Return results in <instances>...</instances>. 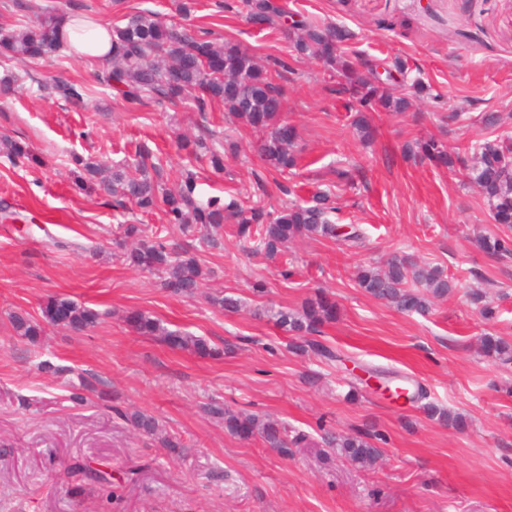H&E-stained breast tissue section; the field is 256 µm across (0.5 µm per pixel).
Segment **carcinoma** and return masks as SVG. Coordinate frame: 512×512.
I'll list each match as a JSON object with an SVG mask.
<instances>
[{
	"instance_id": "1",
	"label": "carcinoma",
	"mask_w": 512,
	"mask_h": 512,
	"mask_svg": "<svg viewBox=\"0 0 512 512\" xmlns=\"http://www.w3.org/2000/svg\"><path fill=\"white\" fill-rule=\"evenodd\" d=\"M247 18L264 29L289 28L288 35L296 59H313L336 75V84L330 92L348 96L350 110L362 113L356 120L361 137L370 140L375 129L367 115L383 111L403 112L410 99L418 97L425 89L415 80L408 88L396 90L389 81L367 79L361 73L365 59L355 51H347L354 33L341 24L315 25L299 21L288 25L287 15L277 0H239ZM61 14L47 8L41 9L35 20L19 30L0 34V66L11 62H24L56 56L64 48L58 34ZM288 64L277 59L272 66L258 64L246 50L232 43H219L215 39L197 38L188 32L165 25L146 12L129 13L112 26V57L99 65L95 74L96 84L103 91L115 92V98L130 108L155 99L179 106L190 102L199 112L216 105L253 130L265 132L256 145L260 159L277 175L286 179L297 166L294 153L296 132L293 125L281 118L287 99L277 78ZM55 93L69 102L80 103L86 97L82 85L60 81L54 85ZM12 163L38 162L37 156L26 144L0 139ZM182 148L197 159H206L215 170H224V154L234 155L240 145L225 141L224 152L212 149L207 140L199 137L184 140ZM416 154L435 166L448 168L451 176L462 175L479 188L483 201L488 205L494 223L512 229V168L508 153L512 152V129L505 128L492 140H477L462 148L464 156L450 155L444 143L431 136L415 140ZM140 177L129 178L116 168L103 175L104 165L83 164L85 175L75 180V188L84 193L102 192L128 202L139 211L149 213L159 210L166 224L155 229L147 224H127L124 236L128 245L122 253L125 264L153 274L161 275L162 288L185 298L195 297L202 288L206 273L194 255L180 252L166 244L162 233L167 226H176L182 233L197 231L206 247L218 246L216 234L225 223L237 225V235L251 243L252 252L274 257L288 243L299 237H325L344 242L361 240V233L352 227L340 232L335 221L338 208L337 195L332 189L316 191L303 203H292L279 211L267 210L261 198L247 197L244 201L232 199L222 203L217 199L206 202L196 196V175L186 171L179 188H165L160 168L148 165L149 148L141 144L135 150ZM484 252L500 257L512 255V240L500 235L485 236L477 240ZM357 284L376 299L386 301L402 312L425 314L429 311L427 297L441 296L452 288L451 281L437 267L421 266L405 256H396L385 271L373 267L358 270ZM45 322L62 325L75 333L94 328L99 313L64 295L50 297L42 308ZM273 318L286 332L303 339L299 346L326 358L333 352L312 336L321 332L326 323L336 320V303L324 294L304 301L298 310H279ZM129 326L137 333L158 336L173 349L192 350L200 355L215 353L205 340L197 336L166 330L149 316L133 311L126 316ZM16 334L37 343L44 334L42 323L25 313L11 314ZM482 353L502 363L512 361V344L501 337L486 336L482 340ZM211 418L224 422L232 435L249 438L259 435L265 444L281 453L289 449L307 448L306 435H288V427L257 415L234 413L220 403L204 407ZM134 429L153 436L163 448L181 447L177 438L168 434L158 420L141 411H117ZM375 436L367 433L322 435V443L334 454L344 457L361 468L372 467L381 455L373 442Z\"/></svg>"
}]
</instances>
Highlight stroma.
Instances as JSON below:
<instances>
[{"instance_id": "obj_1", "label": "stroma", "mask_w": 512, "mask_h": 512, "mask_svg": "<svg viewBox=\"0 0 512 512\" xmlns=\"http://www.w3.org/2000/svg\"><path fill=\"white\" fill-rule=\"evenodd\" d=\"M111 25L150 10L166 22L243 48L261 60L290 59L288 41L260 30L224 0H39ZM297 19L332 21L355 33L352 50L377 62L399 56L431 91L403 112L373 115L372 141H361L354 113L329 95L322 65L283 73V113L295 126L299 197L335 184L350 169L354 188L338 193L340 216L362 234L359 247L304 238L273 258L251 253L225 225L219 248L199 252L208 276L199 295L169 294L157 276L126 266L119 242L126 224H163L161 212L114 206L110 197L76 192V158L131 169L146 144L175 187L184 169L199 176V197L229 200L256 190L264 165L250 152L256 137L223 105L125 106L111 93L82 103L48 94L64 80L93 86L97 66L66 54L30 64L31 80L0 100V136L28 143L37 160L14 165L0 153V205L29 216L25 227L0 220V512H512V364L480 352L483 337L512 341V257L495 259L479 236L506 234L490 220L475 186L447 169L415 162L406 143L442 136L449 148L494 138L477 122L500 113L512 127V0H281ZM239 138L223 172L197 162L179 144L225 131ZM396 255L444 270L455 286L429 314L403 313L358 288L359 267ZM265 280L257 296L252 285ZM338 313L320 340L329 362L295 349V336L273 311L297 309L318 290ZM65 295L100 314L91 331L49 325L39 344L16 336L10 316L40 319L49 297ZM231 295L230 313L212 304ZM496 313L486 319L483 304ZM140 311L171 331L199 336L218 357L170 348L125 321ZM49 360L84 374L97 395L71 401L68 379L38 369ZM419 383L425 402H396L369 381ZM213 401L239 413L288 424L311 445L289 453L243 440L210 418ZM460 416V425L428 417L424 403ZM155 416L184 449L173 453L134 431L119 410ZM382 435L372 469L343 458L320 460L321 428ZM111 471L119 489L73 476L71 464Z\"/></svg>"}]
</instances>
